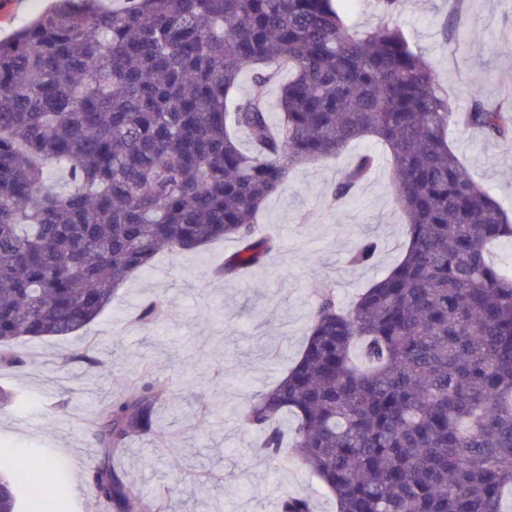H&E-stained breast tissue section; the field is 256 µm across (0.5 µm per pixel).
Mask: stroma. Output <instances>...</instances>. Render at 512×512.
Here are the masks:
<instances>
[{
    "label": "stroma",
    "instance_id": "stroma-1",
    "mask_svg": "<svg viewBox=\"0 0 512 512\" xmlns=\"http://www.w3.org/2000/svg\"><path fill=\"white\" fill-rule=\"evenodd\" d=\"M52 0H0V39L50 8ZM411 45L432 62L459 108L480 89L491 104L512 99V0H400L392 15ZM448 142L471 176L512 212V143L475 129L449 127ZM376 164L356 195L331 207L328 187L361 153ZM279 248L245 279L227 283L215 267L236 251L227 240L196 253L160 254L118 289L111 306L77 335L23 340L22 368L0 367V387L25 406L0 407V445L21 456L48 449L67 472L70 512H94L86 481L98 462L94 415L107 397L145 377L168 383L175 402L161 409L157 431L134 440L115 459L136 495L170 489L184 512H279L288 494L312 497L316 512L333 500L297 460H267L243 420L256 394L278 382L301 354L317 288L354 300L399 259L404 219L382 145L352 144L339 157L290 173L285 190L259 216ZM387 244L368 267H351L357 241ZM167 302L164 320L144 328L141 307Z\"/></svg>",
    "mask_w": 512,
    "mask_h": 512
}]
</instances>
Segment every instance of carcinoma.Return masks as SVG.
<instances>
[{
	"instance_id": "carcinoma-1",
	"label": "carcinoma",
	"mask_w": 512,
	"mask_h": 512,
	"mask_svg": "<svg viewBox=\"0 0 512 512\" xmlns=\"http://www.w3.org/2000/svg\"><path fill=\"white\" fill-rule=\"evenodd\" d=\"M343 0H57L0 40V365L25 339L72 336L163 251L232 239V282L275 249L257 217L290 172L371 139L389 153L407 239L348 306L319 289L299 359L245 422L270 460L298 459L336 512H502L512 485V270L489 262L512 214L448 143L452 125L512 142V108L473 90L460 111L400 26L349 30ZM288 65L272 119L265 87ZM253 73L254 92L236 90ZM244 136L250 147L241 144ZM56 165L65 184L48 183ZM371 153L327 190L352 198ZM377 239L348 256L373 264ZM163 302L137 320L155 324ZM157 379L99 406L92 485L106 512H177L133 499L112 458L154 432ZM292 417L289 434L280 428ZM0 452V512H65L67 474L28 486ZM280 512H314L307 496Z\"/></svg>"
}]
</instances>
